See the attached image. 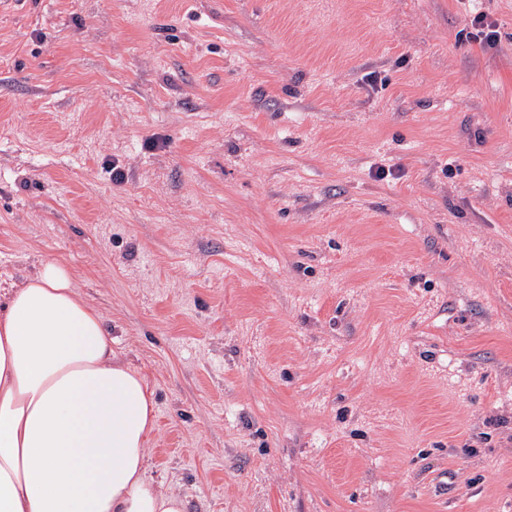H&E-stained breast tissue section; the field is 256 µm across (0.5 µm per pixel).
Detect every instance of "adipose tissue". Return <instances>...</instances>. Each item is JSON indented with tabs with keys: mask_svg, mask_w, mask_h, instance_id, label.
<instances>
[{
	"mask_svg": "<svg viewBox=\"0 0 512 512\" xmlns=\"http://www.w3.org/2000/svg\"><path fill=\"white\" fill-rule=\"evenodd\" d=\"M154 401L72 271L0 299V512H186L147 473Z\"/></svg>",
	"mask_w": 512,
	"mask_h": 512,
	"instance_id": "1",
	"label": "adipose tissue"
}]
</instances>
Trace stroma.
<instances>
[{
	"label": "stroma",
	"mask_w": 512,
	"mask_h": 512,
	"mask_svg": "<svg viewBox=\"0 0 512 512\" xmlns=\"http://www.w3.org/2000/svg\"><path fill=\"white\" fill-rule=\"evenodd\" d=\"M47 260L187 512H512V0H0V298ZM470 29L474 32L469 34L482 45H494L497 41L498 31L495 30V25L488 22L483 14H476L470 19Z\"/></svg>",
	"instance_id": "1"
}]
</instances>
